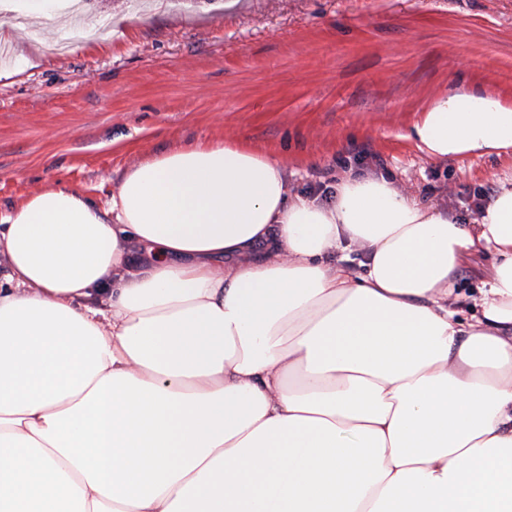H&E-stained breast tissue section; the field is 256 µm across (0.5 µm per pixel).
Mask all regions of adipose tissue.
<instances>
[{
  "label": "adipose tissue",
  "mask_w": 512,
  "mask_h": 512,
  "mask_svg": "<svg viewBox=\"0 0 512 512\" xmlns=\"http://www.w3.org/2000/svg\"><path fill=\"white\" fill-rule=\"evenodd\" d=\"M78 2L0 8L71 34ZM408 137L512 150V102L451 92ZM287 174L185 144L105 203L0 211V512H512V178L462 224L381 176L321 203ZM495 262L489 253L480 254L468 259L461 267L458 288L463 295H477V289L489 278V273Z\"/></svg>",
  "instance_id": "adipose-tissue-1"
}]
</instances>
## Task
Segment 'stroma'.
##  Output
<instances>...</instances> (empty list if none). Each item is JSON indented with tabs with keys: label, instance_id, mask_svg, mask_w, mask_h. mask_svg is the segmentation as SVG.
Masks as SVG:
<instances>
[{
	"label": "stroma",
	"instance_id": "35a3bbf8",
	"mask_svg": "<svg viewBox=\"0 0 512 512\" xmlns=\"http://www.w3.org/2000/svg\"><path fill=\"white\" fill-rule=\"evenodd\" d=\"M106 42L17 32L0 65V208L62 183L107 200L137 160L238 139L288 164L289 195L380 174L468 222L512 154L432 160L406 134L456 89L512 100V0H92ZM495 262L461 267L457 303Z\"/></svg>",
	"mask_w": 512,
	"mask_h": 512
}]
</instances>
